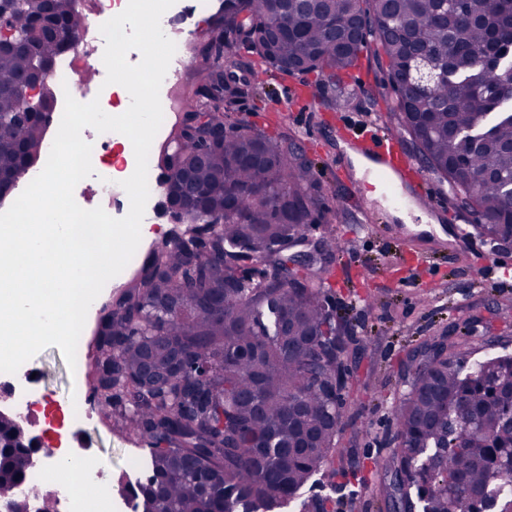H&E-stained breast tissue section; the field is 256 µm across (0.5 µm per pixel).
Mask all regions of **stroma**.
I'll list each match as a JSON object with an SVG mask.
<instances>
[{
    "label": "stroma",
    "mask_w": 512,
    "mask_h": 512,
    "mask_svg": "<svg viewBox=\"0 0 512 512\" xmlns=\"http://www.w3.org/2000/svg\"><path fill=\"white\" fill-rule=\"evenodd\" d=\"M382 79L376 61H361L345 77L344 93L351 102L341 106V113L352 120L378 118V109L367 92L383 91ZM318 82L313 73L292 77L259 74L255 78L256 92L240 99L228 120L248 121L269 137H276L279 129L265 121L267 108L280 103L286 91ZM328 113V108L321 105L300 113L288 111L284 129L295 135L315 164L326 219L318 232L336 236L344 251L343 256H331L327 271L336 277L330 299L359 339L348 363V386L343 393V438L353 446L354 466L348 478L337 479L333 484L322 476L313 477L303 493L326 499L328 512H386L376 493L385 476L374 469L372 461L390 455L397 446L393 410L404 389L403 362L422 340L447 331L452 323L470 315L482 318L488 332L464 350L465 362L512 355V251L494 249L473 234L456 237L460 222L471 224L475 218L451 206L445 215L434 219L451 237L449 249L431 256L430 268L415 275L414 286H404L397 264L401 244L360 221L362 207L387 209L384 186L379 182L365 183L364 206L352 203L348 185L356 180V170L351 167L338 175L331 169L332 161L347 154L348 147L337 137L335 127L322 123V116ZM491 258L499 261L500 285L496 288L485 287L474 274ZM136 273L132 267L110 280L88 313L82 336L88 359L97 356L102 317ZM35 366L40 399L58 400L72 393V373L58 347L39 351ZM72 446L86 461L107 463L116 475L146 470L147 443L115 429L100 404L95 406L92 419L76 425Z\"/></svg>",
    "instance_id": "1"
}]
</instances>
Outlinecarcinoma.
<instances>
[{"label":"carcinoma","instance_id":"obj_1","mask_svg":"<svg viewBox=\"0 0 512 512\" xmlns=\"http://www.w3.org/2000/svg\"><path fill=\"white\" fill-rule=\"evenodd\" d=\"M73 0H0V186L39 158L42 114L54 105L49 77L32 79L36 57L53 62L80 33ZM51 7L64 35L36 33ZM496 24L469 0H224L210 17L206 65L187 95L183 127L161 163L170 206L195 197L191 225L158 245L102 318L94 391L120 428L150 446L148 476L122 477L112 496L134 512H277L320 472L334 479L344 425L339 367L354 352L337 344L348 321L328 297L325 262L298 263L292 249L323 223L314 167L287 135L227 123L260 70L315 72L340 85L360 54L385 59L394 127L420 143L428 169L454 203L475 210L477 234L512 244V0H493ZM454 82L418 83V55ZM26 109L33 118L17 124ZM206 114L218 132L192 125ZM211 262L224 275L204 273ZM512 356L466 366L456 345L433 350L395 408L397 449L375 467L391 474L385 507L403 512H512V472L495 480L512 448ZM24 429L0 426V487L20 485ZM458 473L464 481L454 482Z\"/></svg>","mask_w":512,"mask_h":512}]
</instances>
